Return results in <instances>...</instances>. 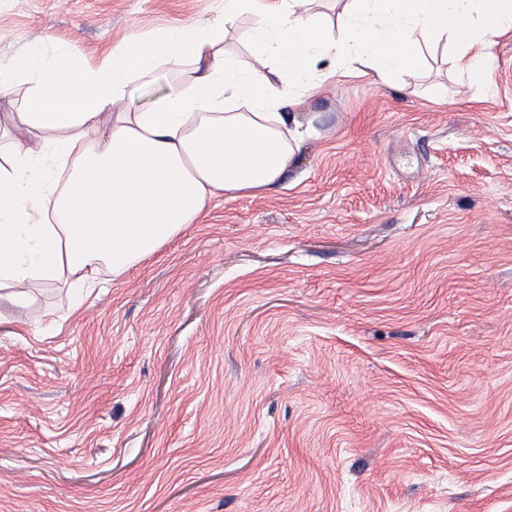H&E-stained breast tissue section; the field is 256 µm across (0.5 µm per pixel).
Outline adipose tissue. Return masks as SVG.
Masks as SVG:
<instances>
[{
    "label": "adipose tissue",
    "instance_id": "1",
    "mask_svg": "<svg viewBox=\"0 0 512 512\" xmlns=\"http://www.w3.org/2000/svg\"><path fill=\"white\" fill-rule=\"evenodd\" d=\"M311 2L224 0L221 17L125 40L96 66L37 47L0 71L1 92L23 88L9 102L18 140L0 154V297L93 287L156 254L214 196L277 184L305 137L296 112L333 73L416 76L420 39L446 35L459 70L483 80L494 38L512 32V0H347L338 36ZM244 16L247 71L224 52L225 27ZM170 66L184 77L127 107Z\"/></svg>",
    "mask_w": 512,
    "mask_h": 512
}]
</instances>
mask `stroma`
<instances>
[{"instance_id": "1", "label": "stroma", "mask_w": 512, "mask_h": 512, "mask_svg": "<svg viewBox=\"0 0 512 512\" xmlns=\"http://www.w3.org/2000/svg\"><path fill=\"white\" fill-rule=\"evenodd\" d=\"M224 0H0L95 64ZM336 75L284 180L80 308L0 303V512H512V36Z\"/></svg>"}]
</instances>
